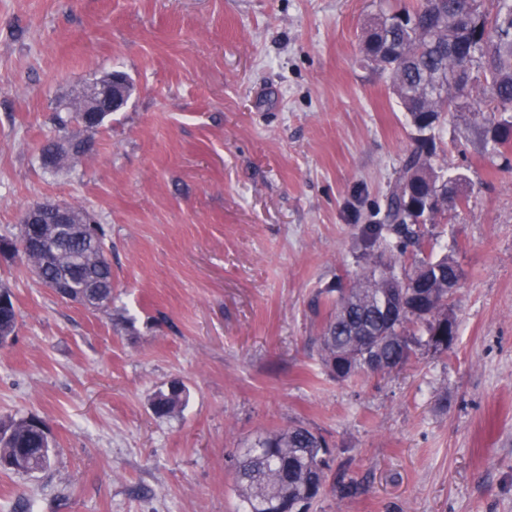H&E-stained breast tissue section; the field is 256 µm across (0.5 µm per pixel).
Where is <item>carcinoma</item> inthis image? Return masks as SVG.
I'll use <instances>...</instances> for the list:
<instances>
[{
    "label": "carcinoma",
    "mask_w": 512,
    "mask_h": 512,
    "mask_svg": "<svg viewBox=\"0 0 512 512\" xmlns=\"http://www.w3.org/2000/svg\"><path fill=\"white\" fill-rule=\"evenodd\" d=\"M364 60L389 73L394 94L416 129L414 148L403 158L389 188L385 224L362 229L366 256L372 268L336 289L334 312L319 336L323 366L338 380L358 373L386 374L403 366L427 336L434 346L436 330L454 319L448 314V283L460 280L457 261L407 255L420 246L421 226L434 224L445 206L466 204L461 189L448 194L446 178L434 167L437 144L433 131L440 116L467 104L474 87L500 108L491 127L480 132L484 145L506 147L512 139V0H418L411 7L383 12L363 31ZM80 96L70 100L66 115L55 116L58 130L78 122ZM389 253L396 260H384ZM24 264L37 260L43 284L66 274H79L74 292L84 294L96 311L112 305V261L105 232L95 238L73 236L53 241V229L24 224L10 251ZM412 290L411 305L392 314L393 290L405 281ZM18 313L14 302L0 308V340L14 333ZM184 385L169 384L154 392L150 409L157 418L170 417L186 402ZM54 448L28 418H0V471H43L51 465ZM330 469L325 440L303 426L260 438L243 450L236 467V485L244 496L245 512H309L324 493Z\"/></svg>",
    "instance_id": "carcinoma-1"
}]
</instances>
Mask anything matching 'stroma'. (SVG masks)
Instances as JSON below:
<instances>
[{"instance_id": "obj_1", "label": "stroma", "mask_w": 512, "mask_h": 512, "mask_svg": "<svg viewBox=\"0 0 512 512\" xmlns=\"http://www.w3.org/2000/svg\"><path fill=\"white\" fill-rule=\"evenodd\" d=\"M416 2L0 0V237L34 202L85 208L113 275L94 312L0 255V416L55 441L48 469L0 473V512H242L235 456L293 425L331 453L310 512H512V147L483 156L491 112L435 128L469 199L425 227L463 271L454 344L382 377L320 359L416 136L361 31ZM114 70L134 89L89 160L43 166L59 105ZM173 381L187 404L156 418ZM0 293L1 296L5 295L9 299L8 307L1 306L0 308V340H7L17 327L18 313L13 300H11L12 294L10 290L0 285Z\"/></svg>"}]
</instances>
